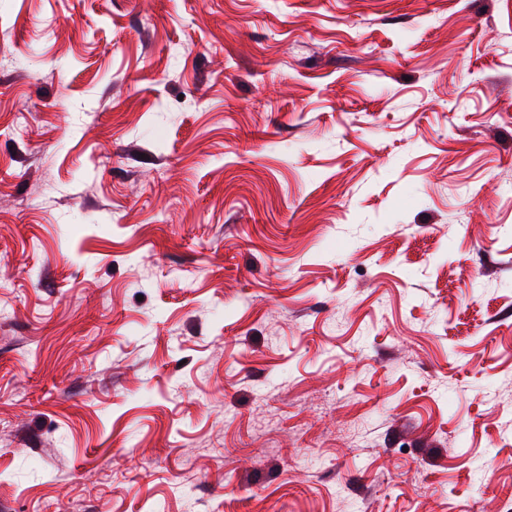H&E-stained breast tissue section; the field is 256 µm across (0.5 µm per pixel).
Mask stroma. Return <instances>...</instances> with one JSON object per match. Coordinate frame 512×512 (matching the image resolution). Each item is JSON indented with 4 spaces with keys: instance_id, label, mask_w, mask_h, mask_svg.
Instances as JSON below:
<instances>
[{
    "instance_id": "1",
    "label": "stroma",
    "mask_w": 512,
    "mask_h": 512,
    "mask_svg": "<svg viewBox=\"0 0 512 512\" xmlns=\"http://www.w3.org/2000/svg\"><path fill=\"white\" fill-rule=\"evenodd\" d=\"M512 0H0V512H501Z\"/></svg>"
}]
</instances>
